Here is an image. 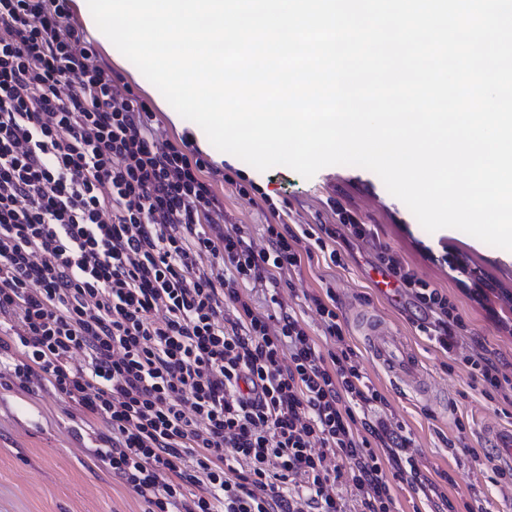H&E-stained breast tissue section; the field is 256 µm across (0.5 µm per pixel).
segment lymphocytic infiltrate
Wrapping results in <instances>:
<instances>
[{"mask_svg":"<svg viewBox=\"0 0 512 512\" xmlns=\"http://www.w3.org/2000/svg\"><path fill=\"white\" fill-rule=\"evenodd\" d=\"M95 55L71 0H0V367L103 419L112 433L95 455L148 512H345L342 482L361 512H392L394 478L429 479L411 458L387 474L404 439L377 417L389 402L366 383L333 293L310 298L338 345L326 353L249 291L279 288L316 249L341 264L335 228L271 224L258 250L239 225L213 224L224 208L210 162L159 143L144 100L115 103ZM375 249L455 355L456 304Z\"/></svg>","mask_w":512,"mask_h":512,"instance_id":"1","label":"lymphocytic infiltrate"}]
</instances>
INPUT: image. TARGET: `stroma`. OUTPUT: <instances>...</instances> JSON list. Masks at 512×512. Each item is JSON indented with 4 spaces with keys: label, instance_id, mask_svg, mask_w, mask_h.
Segmentation results:
<instances>
[{
    "label": "stroma",
    "instance_id": "obj_1",
    "mask_svg": "<svg viewBox=\"0 0 512 512\" xmlns=\"http://www.w3.org/2000/svg\"><path fill=\"white\" fill-rule=\"evenodd\" d=\"M97 61L111 68L119 91H132L149 103L164 139L178 145L188 140V130L169 121L163 95L131 61L117 51L98 53ZM205 156L213 164L208 178L225 223L242 225L256 247H267L268 224L337 225L341 264L314 252L290 274L279 299L327 350L334 342L308 298L333 292L362 372L388 399L392 426L411 439L397 456L415 457L426 474L445 470L453 476L439 495L395 482L394 512H466L470 506L475 512H512V468L488 456L479 432L485 423L512 425V399L485 397L463 364L464 357L484 354L512 381V252L457 229L426 231L381 179L362 167L328 166L307 179L281 165L257 170L213 147ZM241 186L248 196L238 195ZM340 206L372 225L375 243L391 247L405 267L457 305L465 322L457 361H449L430 341L431 316L405 293L378 287L375 243L348 238L337 224ZM368 318L413 351L420 387L395 378L376 360L364 336ZM109 432L104 421L85 416L48 383L0 373V512H146L143 499L94 455Z\"/></svg>",
    "mask_w": 512,
    "mask_h": 512
}]
</instances>
